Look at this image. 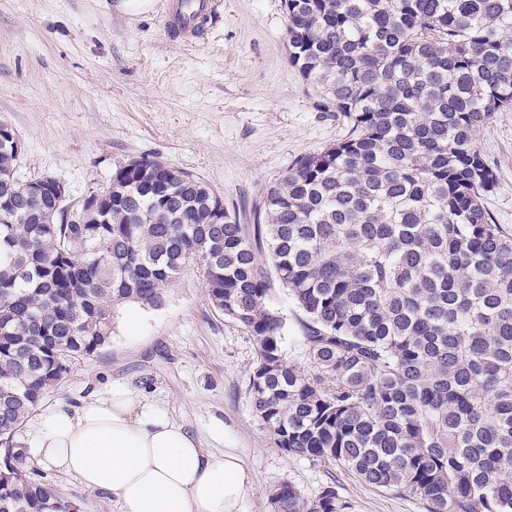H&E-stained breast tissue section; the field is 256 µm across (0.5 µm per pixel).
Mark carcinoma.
<instances>
[{"label":"carcinoma","mask_w":512,"mask_h":512,"mask_svg":"<svg viewBox=\"0 0 512 512\" xmlns=\"http://www.w3.org/2000/svg\"><path fill=\"white\" fill-rule=\"evenodd\" d=\"M288 60L350 126L266 189L255 224L157 156L115 166L75 220L0 145L3 451L116 309L188 267L251 336L248 397L276 447L426 512H512V229L483 204L479 129L512 108V0H284ZM265 243L260 254L254 245ZM288 290L305 362L286 357ZM0 512H79L4 466ZM274 512H350L291 483ZM270 304L284 316L288 326V336H299L298 326L295 321L296 309L285 289L277 283L272 286Z\"/></svg>","instance_id":"carcinoma-1"}]
</instances>
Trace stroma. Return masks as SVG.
Returning a JSON list of instances; mask_svg holds the SVG:
<instances>
[{
  "instance_id": "35a3bbf8",
  "label": "stroma",
  "mask_w": 512,
  "mask_h": 512,
  "mask_svg": "<svg viewBox=\"0 0 512 512\" xmlns=\"http://www.w3.org/2000/svg\"><path fill=\"white\" fill-rule=\"evenodd\" d=\"M218 2L216 23L188 40L165 26L170 0L139 16L118 12L112 0H0V121L23 145L17 179L55 178L77 203L109 184L117 162L155 155L253 223L266 188L348 127L289 63L284 0ZM477 140L496 175L484 205L495 223L512 227V108L495 113ZM255 356L252 338L214 309L199 274L188 270L161 306L119 307L109 341L75 361L41 405L115 384L139 388L207 448L213 420H223L224 445L252 479L242 512H270L268 496L284 483L309 498L335 488L352 512H425L418 500L369 487L343 465L276 448L247 394ZM22 468L82 512H118L111 499L32 455Z\"/></svg>"
}]
</instances>
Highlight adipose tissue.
<instances>
[{"label": "adipose tissue", "mask_w": 512, "mask_h": 512, "mask_svg": "<svg viewBox=\"0 0 512 512\" xmlns=\"http://www.w3.org/2000/svg\"><path fill=\"white\" fill-rule=\"evenodd\" d=\"M38 460L112 499L119 512H242L252 491L238 453L223 447L215 421L213 447L142 390L115 386L80 404H57L28 431Z\"/></svg>", "instance_id": "obj_1"}]
</instances>
